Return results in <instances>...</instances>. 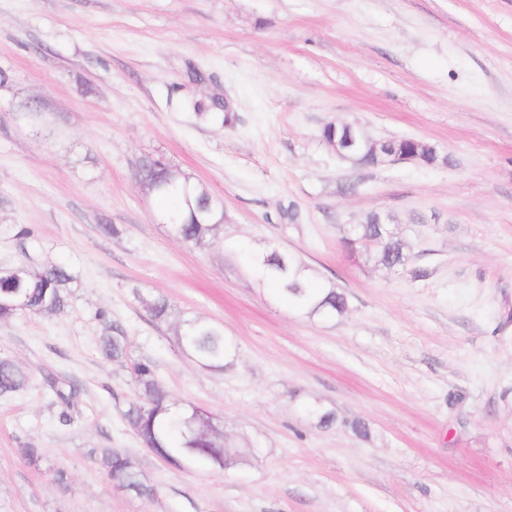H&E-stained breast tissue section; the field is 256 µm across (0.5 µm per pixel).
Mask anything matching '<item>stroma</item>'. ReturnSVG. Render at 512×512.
Masks as SVG:
<instances>
[{"mask_svg": "<svg viewBox=\"0 0 512 512\" xmlns=\"http://www.w3.org/2000/svg\"><path fill=\"white\" fill-rule=\"evenodd\" d=\"M0 72V265L80 279L67 313L0 322V355L30 374L0 397V512H512V0H0ZM213 95L235 101L232 126L196 117ZM32 96L54 125L16 121ZM330 122L448 161L354 168L323 142ZM147 155L223 200L220 244L160 223L134 175ZM290 205L300 223L281 220ZM372 212L404 266L347 247ZM237 241L299 256L346 312L306 318ZM140 293L221 323L232 366L182 354ZM108 323L175 402L223 421L236 466L177 469L143 447L121 416L132 376L98 348ZM49 374L81 386L70 424ZM106 448L153 498L112 484Z\"/></svg>", "mask_w": 512, "mask_h": 512, "instance_id": "stroma-1", "label": "stroma"}]
</instances>
